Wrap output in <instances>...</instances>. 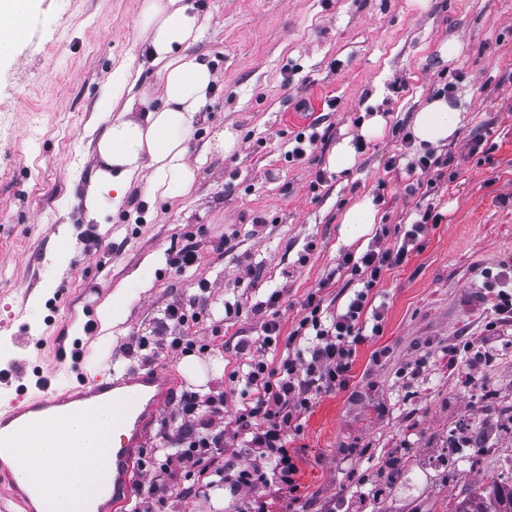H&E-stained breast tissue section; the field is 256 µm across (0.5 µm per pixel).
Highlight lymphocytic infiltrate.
Instances as JSON below:
<instances>
[{
  "label": "lymphocytic infiltrate",
  "instance_id": "f902f5d3",
  "mask_svg": "<svg viewBox=\"0 0 512 512\" xmlns=\"http://www.w3.org/2000/svg\"><path fill=\"white\" fill-rule=\"evenodd\" d=\"M444 216L434 204L416 207V218L401 230L393 247L369 246L361 256L343 254L340 267L351 268L358 288L326 313L315 295L304 301V316L291 331L279 320L281 290L261 302L266 318L256 340L258 355L250 360L244 375L248 391L233 419L224 417L223 394L183 391L177 403L181 423L151 452L154 476L149 484L136 485L130 512H157L171 487L185 483L200 493L229 483L238 488L262 487V495L246 500L238 512H288L297 491L296 457L289 448L291 433L299 432L301 415L324 394L349 386L356 346L365 332L379 334L383 312L375 306L372 292L390 270L401 267L420 249L421 236ZM194 309L173 305L149 335L139 337L140 348L155 346L187 352L180 326L196 320ZM278 352L277 361L268 353ZM248 449L253 463L237 468L226 453L231 447Z\"/></svg>",
  "mask_w": 512,
  "mask_h": 512
}]
</instances>
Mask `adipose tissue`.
Wrapping results in <instances>:
<instances>
[{"label":"adipose tissue","mask_w":512,"mask_h":512,"mask_svg":"<svg viewBox=\"0 0 512 512\" xmlns=\"http://www.w3.org/2000/svg\"><path fill=\"white\" fill-rule=\"evenodd\" d=\"M151 26L143 41V67L152 69L160 86L159 105H150L135 83L121 82L99 102L113 119L100 132L93 150L90 181L82 194L87 219H97L104 193L120 206L129 188L142 184L147 203L190 194L197 166L189 159V142L204 119L214 74L189 48L207 21L192 0H146ZM459 114L446 98L429 102L416 113L412 134L417 143H445L458 127ZM124 412L105 406L67 417L63 424L28 422L21 447L8 460L32 501L50 494L61 504L84 503L97 512L99 498L88 495L91 484L109 494L112 479L96 470L106 432L122 429Z\"/></svg>","instance_id":"1"}]
</instances>
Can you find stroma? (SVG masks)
Wrapping results in <instances>:
<instances>
[{
    "label": "stroma",
    "instance_id": "35a3bbf8",
    "mask_svg": "<svg viewBox=\"0 0 512 512\" xmlns=\"http://www.w3.org/2000/svg\"><path fill=\"white\" fill-rule=\"evenodd\" d=\"M195 3L209 20L191 50L215 76L190 141L195 189L151 206L137 186L117 207L107 195L95 222L79 202L89 128L140 52L144 0H28L27 38L0 48V374L31 388L50 373L60 389L155 367L180 393L192 385L181 370L190 359L207 370L200 393H223L233 417L244 388L230 380L243 363L236 344L261 333L254 305L283 289L288 331L309 294L331 302L337 289L321 282L340 254L361 255L375 238L393 247L422 200L412 185L427 183L445 220L386 275L383 331L358 345L349 388L302 414L294 512H455L466 496L511 487L512 319H498L494 291L512 280V0ZM447 83L460 121L435 148L452 157L443 176L387 169L403 151L397 127L411 128ZM376 116L383 133L352 168L330 169L334 147ZM222 128L234 148L204 153ZM309 131L318 138L305 156H289ZM477 135L488 153L470 154ZM365 196L379 221L354 236L341 217ZM62 225L73 243L63 258ZM189 232L198 259L181 273L174 261ZM227 238L233 249L220 248ZM147 260L149 284L129 289L125 320L103 327L100 304ZM228 302L241 306L229 322ZM171 305L199 311L184 329L197 351L138 349L136 334ZM462 336L477 343V363L458 356ZM53 341L80 359L51 360ZM452 425L479 429L495 452L455 447ZM388 458L413 466L391 481L379 472ZM251 494L227 483L187 497L176 486L161 512H236Z\"/></svg>",
    "mask_w": 512,
    "mask_h": 512
}]
</instances>
